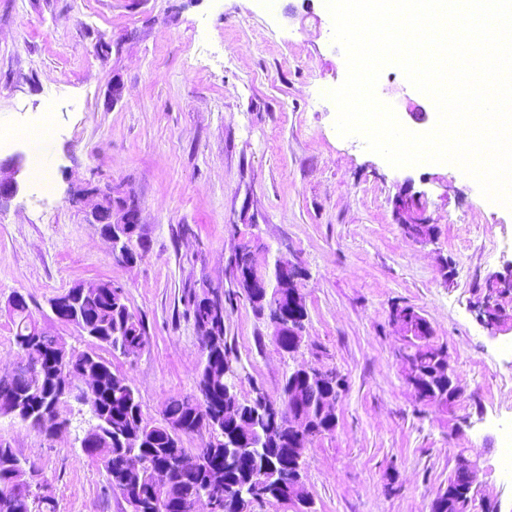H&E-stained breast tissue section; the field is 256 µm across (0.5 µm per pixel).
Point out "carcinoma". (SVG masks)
Here are the masks:
<instances>
[{
	"mask_svg": "<svg viewBox=\"0 0 512 512\" xmlns=\"http://www.w3.org/2000/svg\"><path fill=\"white\" fill-rule=\"evenodd\" d=\"M219 290L194 297L192 316L194 324L205 323L210 317L209 307L221 300ZM15 328L14 341L22 365L11 375L0 377V393L5 390L31 389L36 402L29 413H19L5 404L0 405V417L18 419L47 435L51 426L44 411L55 414L71 401L66 380L53 372L55 358L62 366L83 369L95 376L97 388L88 397L94 409L89 411L88 429L95 431L96 445L85 453L103 467L107 474L108 489L119 493L125 501L133 497L167 499L171 512H192L198 503L192 497L204 487L208 468L224 469L228 485L232 486L251 476L263 478L266 493L258 501L288 503V488L297 481L299 473L280 453L269 450L257 460L224 459V444L234 440L236 432L249 434L254 424L250 404L235 391L233 399L242 412L239 420L230 422L219 418L220 425L210 426L214 419L215 404L224 398V361L228 360L224 343V325L216 327L213 336L200 337L201 368L197 376V393L172 399L166 407L162 421L156 423L144 417L141 403L134 388L117 371L112 362L95 352L79 351L67 347L57 336H32L28 333L36 323L26 297H21L9 309ZM85 324L97 333L94 340L111 352L124 350L126 355L137 354L146 340L143 321L136 317L126 304L109 302L105 298L87 295L79 300L75 326ZM301 389L309 400L321 398L296 372L288 375L283 385L282 408L277 410L278 421L272 432L285 444L294 441L299 447L308 448L312 440L329 429L318 423L314 433L293 429L295 417L308 410V405L288 397L290 389ZM211 428L213 440L197 449L202 464L193 474L173 472L166 483L155 481L156 464L173 453H186L182 437ZM443 512H474V500L468 490L448 477V488L438 495ZM0 512H56L55 498L48 482L41 477L35 463L20 459L9 446L0 444Z\"/></svg>",
	"mask_w": 512,
	"mask_h": 512,
	"instance_id": "cac0c4a2",
	"label": "carcinoma"
}]
</instances>
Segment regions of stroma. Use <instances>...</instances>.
Returning <instances> with one entry per match:
<instances>
[{
    "label": "stroma",
    "mask_w": 512,
    "mask_h": 512,
    "mask_svg": "<svg viewBox=\"0 0 512 512\" xmlns=\"http://www.w3.org/2000/svg\"><path fill=\"white\" fill-rule=\"evenodd\" d=\"M346 76L322 0H0V129L52 111V188L35 191L22 143L20 189L0 206V375L18 360L7 305L23 294L35 318L67 346L97 344L50 319V300L79 284L123 286L147 342L112 366L158 422L171 399L195 394L199 336L187 309L205 287L229 291L227 260L253 237L269 259L298 261L307 318L293 354L270 336L244 296L224 306V336L241 398L282 400L297 364L336 370L344 388L334 431L310 445L305 481L316 512H429L461 458L480 456L481 492L512 512L498 472L496 422L512 419V332L497 336L470 307L489 271L512 262V211L442 163L394 168L360 137H340L321 85ZM122 95L113 99L112 86ZM378 97L408 130L436 122L429 97L393 66ZM425 113L416 121L415 113ZM91 185L141 206L142 260L112 254L74 191ZM425 195L435 239L404 233L393 199ZM483 230L494 246L472 243ZM410 306L464 394L451 410L421 402L405 381L391 321ZM72 426L50 437L0 419V443L36 463L57 512H131L82 450Z\"/></svg>",
    "instance_id": "35a3bbf8"
}]
</instances>
